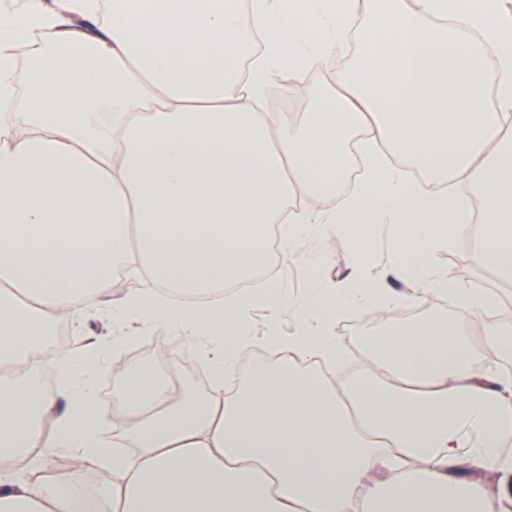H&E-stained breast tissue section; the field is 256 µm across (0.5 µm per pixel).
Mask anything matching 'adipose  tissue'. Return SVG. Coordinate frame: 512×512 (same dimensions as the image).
<instances>
[{"mask_svg":"<svg viewBox=\"0 0 512 512\" xmlns=\"http://www.w3.org/2000/svg\"><path fill=\"white\" fill-rule=\"evenodd\" d=\"M353 54L296 125L264 110L288 71ZM0 512H73L100 470V512H502L512 506V374L479 368L468 326L512 358L496 297L449 283L435 258L475 235L473 261L512 285V0H8L0 6ZM364 134V183L337 194L345 147ZM421 164L463 180L470 199L425 192ZM337 195L336 205L297 196ZM483 218L463 214L471 199ZM281 253L339 239L351 279L276 283L227 296L260 265L270 225ZM385 231V271L373 261ZM142 288L108 307L113 324L191 335L206 398L177 397L155 369L112 373L120 439L102 429L89 378L99 348L52 353L47 325L82 335L84 301L112 270ZM413 294L454 301L449 317L389 324L370 343L381 373L331 382L336 327L355 310ZM277 363L255 362L225 393L250 316ZM480 436L465 447L463 424ZM48 448L73 460L67 472ZM498 474L496 486L474 474Z\"/></svg>","mask_w":512,"mask_h":512,"instance_id":"adipose-tissue-1","label":"adipose tissue"}]
</instances>
